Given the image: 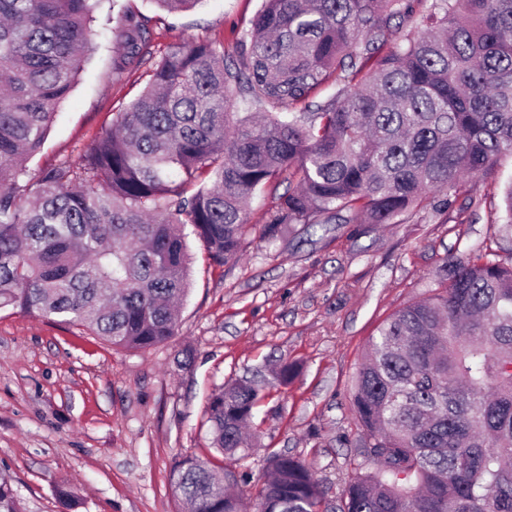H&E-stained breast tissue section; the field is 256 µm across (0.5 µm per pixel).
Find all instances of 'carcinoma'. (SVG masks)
Listing matches in <instances>:
<instances>
[{"instance_id": "carcinoma-1", "label": "carcinoma", "mask_w": 512, "mask_h": 512, "mask_svg": "<svg viewBox=\"0 0 512 512\" xmlns=\"http://www.w3.org/2000/svg\"><path fill=\"white\" fill-rule=\"evenodd\" d=\"M169 13L199 0H156ZM93 0H0V309L146 350L177 329L188 233L241 256L252 196L277 191L261 237L286 224H394L428 193L512 154V0H262L234 55L209 40L153 59L147 22L120 18L125 72L147 87L79 162L28 179L91 49ZM326 85L334 92L319 101ZM237 101L242 112H230ZM429 295L369 340L352 407L363 441L340 512H512V265L451 257ZM260 388L208 403L213 447L245 462ZM257 512H318L301 458L266 459ZM185 512H246L224 473L175 463ZM0 512H24L0 478Z\"/></svg>"}]
</instances>
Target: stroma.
Listing matches in <instances>:
<instances>
[{
	"label": "stroma",
	"instance_id": "obj_1",
	"mask_svg": "<svg viewBox=\"0 0 512 512\" xmlns=\"http://www.w3.org/2000/svg\"><path fill=\"white\" fill-rule=\"evenodd\" d=\"M147 19L159 49L209 40L233 55L261 0H201L168 14L153 0H119ZM92 51L57 109L30 174L79 157L139 91V70L116 74V23L92 25ZM512 154L477 178L460 181L454 207L435 197L393 224H290L274 241L260 237L275 205L257 192L247 210L255 230L237 262L216 265L189 237L190 289L176 336L146 351L113 349L80 327L0 309V473L25 512H179L176 461L211 459V395L241 379L264 390L252 418L257 446L236 489L255 506L264 458L305 459L323 491L321 512H337L359 463L360 429L350 410L352 381L378 326L425 297L448 254L490 249L512 260V232H494ZM190 364H182L183 351ZM295 378L270 388L279 362ZM75 494L65 506L56 487Z\"/></svg>",
	"mask_w": 512,
	"mask_h": 512
}]
</instances>
